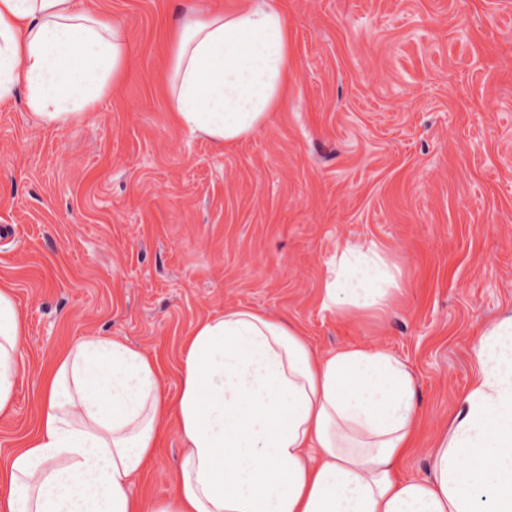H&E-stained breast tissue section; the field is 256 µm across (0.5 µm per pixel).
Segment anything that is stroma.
Segmentation results:
<instances>
[{"label":"stroma","mask_w":512,"mask_h":512,"mask_svg":"<svg viewBox=\"0 0 512 512\" xmlns=\"http://www.w3.org/2000/svg\"><path fill=\"white\" fill-rule=\"evenodd\" d=\"M235 0H99L129 37L132 74L59 126L0 102V277L27 313L0 461L34 433L42 376L86 336L157 353L179 386L180 346L228 303L303 325L321 350L402 358L425 418L399 476L476 370L482 326L512 312V0H285L297 79L272 122L230 147L175 124L154 78L193 7ZM400 269L392 311H323L349 241ZM182 440L168 432L135 494L168 498Z\"/></svg>","instance_id":"1"}]
</instances>
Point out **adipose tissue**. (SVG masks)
Segmentation results:
<instances>
[{"label": "adipose tissue", "instance_id": "obj_1", "mask_svg": "<svg viewBox=\"0 0 512 512\" xmlns=\"http://www.w3.org/2000/svg\"><path fill=\"white\" fill-rule=\"evenodd\" d=\"M130 75L125 28L94 0H0V101L66 125ZM294 83L275 0L189 13L155 90L174 121L230 146L268 125ZM400 271L373 241L327 268L324 309L390 307ZM0 278V416L12 411L26 329ZM477 371L428 450L429 475L400 477L422 425L407 364L383 347H313L303 327L230 303L184 342L179 390L154 354L87 336L42 384L37 430L0 467V512H512V313L487 322ZM183 448L168 499L134 494L160 439Z\"/></svg>", "mask_w": 512, "mask_h": 512}]
</instances>
